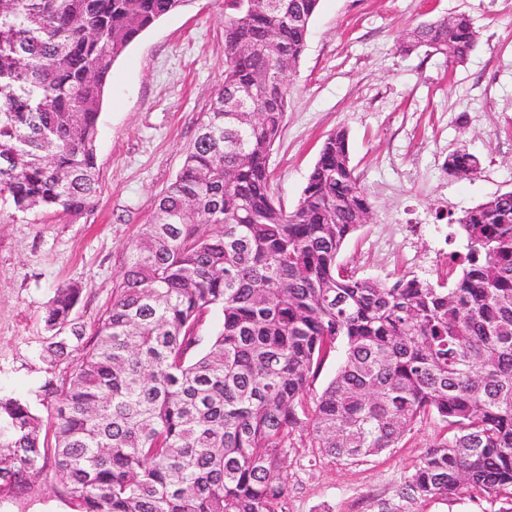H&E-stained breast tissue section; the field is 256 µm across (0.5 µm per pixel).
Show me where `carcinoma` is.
I'll use <instances>...</instances> for the list:
<instances>
[{
	"label": "carcinoma",
	"mask_w": 512,
	"mask_h": 512,
	"mask_svg": "<svg viewBox=\"0 0 512 512\" xmlns=\"http://www.w3.org/2000/svg\"><path fill=\"white\" fill-rule=\"evenodd\" d=\"M187 0H0V195L22 214L77 215L97 196L107 79L128 47ZM320 0H221L224 78L175 178L130 245L92 331L63 285L45 311L38 387L0 393V499L53 460L71 512H286L294 432L346 464L425 448L399 498L508 494L512 512V190L455 219L466 252L448 279L386 284L339 263L371 205L347 131L327 134L298 203L271 191L270 157ZM477 47L464 13L407 31L403 48L451 64ZM255 92L264 113L235 111ZM477 173L464 149L446 159ZM221 322L201 332L210 312ZM343 357L308 401L325 358ZM78 353L76 362L70 355ZM52 431L48 443L43 429Z\"/></svg>",
	"instance_id": "cac0c4a2"
}]
</instances>
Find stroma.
I'll return each instance as SVG.
<instances>
[{"mask_svg":"<svg viewBox=\"0 0 512 512\" xmlns=\"http://www.w3.org/2000/svg\"><path fill=\"white\" fill-rule=\"evenodd\" d=\"M463 13L478 35L463 64L426 50H400L406 32ZM224 75L218 0H188L146 31L113 66L97 142L102 191L82 214H18L0 197V391L49 410L35 390L47 367L38 349L43 314L58 286L77 284V315L94 328L112 301L117 272L178 173ZM349 132L352 164L371 203L370 220L339 260L359 276L392 282L412 271L430 281L443 255L466 240L460 216L512 189V0H320L306 51L291 78L288 112L271 158V188L294 207L326 135ZM476 156L460 178L451 150ZM437 420L419 422L399 447L345 464L296 432L286 466L288 512H499L476 492L400 503L396 489L430 443ZM0 512H68L53 467ZM446 167L451 174L464 178L477 173L480 163L465 149H455L448 153Z\"/></svg>","mask_w":512,"mask_h":512,"instance_id":"obj_1","label":"stroma"}]
</instances>
